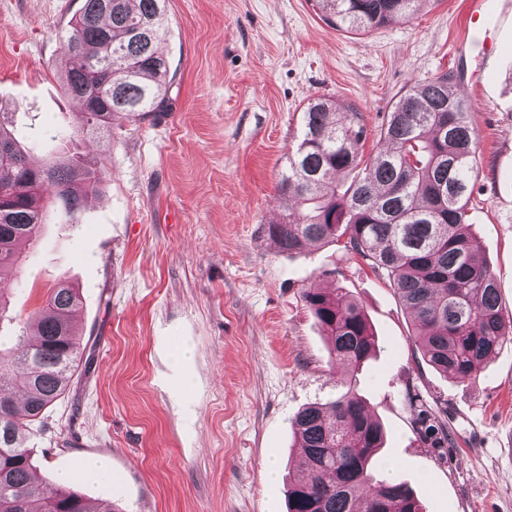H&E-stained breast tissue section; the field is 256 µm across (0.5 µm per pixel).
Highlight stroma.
Returning <instances> with one entry per match:
<instances>
[{
  "label": "stroma",
  "mask_w": 512,
  "mask_h": 512,
  "mask_svg": "<svg viewBox=\"0 0 512 512\" xmlns=\"http://www.w3.org/2000/svg\"><path fill=\"white\" fill-rule=\"evenodd\" d=\"M471 2L421 0L362 34L326 23L315 0H168L165 111L60 140L79 105L58 34L82 0H0V112L35 158L103 150L109 169L78 222L49 208L38 248L0 282L7 335L60 278L82 296L86 366L31 450L46 488L123 512H287L303 474L290 420L353 378L386 429L377 478L407 484L423 512H512V344L475 381H449L358 256L287 255L263 233L290 205L277 185L309 100L358 109L369 152L410 85L454 71L479 137L470 222L512 312V0L492 2L488 56L467 29ZM311 286L346 289L367 313L378 342L357 373L331 363ZM414 395L447 406L452 447L415 433Z\"/></svg>",
  "instance_id": "stroma-1"
}]
</instances>
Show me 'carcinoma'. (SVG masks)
Instances as JSON below:
<instances>
[{
    "instance_id": "1",
    "label": "carcinoma",
    "mask_w": 512,
    "mask_h": 512,
    "mask_svg": "<svg viewBox=\"0 0 512 512\" xmlns=\"http://www.w3.org/2000/svg\"><path fill=\"white\" fill-rule=\"evenodd\" d=\"M418 2L318 0L329 24L356 32L409 17ZM166 28V0H84L59 34L64 89L80 106L75 134L105 129L117 114L137 122L164 111L172 81L159 49ZM363 138L355 109L331 98L309 101L278 184L294 206L264 233L288 254L334 243L361 257L393 288L429 365L453 382L473 381L512 342V314L503 312L469 223L477 153L471 105L445 72L399 97L367 158ZM2 145L13 162L0 164V280L16 274L23 249L38 242L46 204L76 222L84 198L108 174L101 153L34 160L6 112ZM302 297L332 360L362 367L375 335L359 303L339 288L310 287ZM81 304L77 289L59 280L12 346L0 349V512H96L71 488L46 490L29 450L46 409L82 366L85 346L74 325ZM445 415L441 405L419 401L416 433L437 448L450 444ZM292 428L309 470L288 486V512H420L405 484L374 476L385 432L354 384L332 402L302 408Z\"/></svg>"
}]
</instances>
